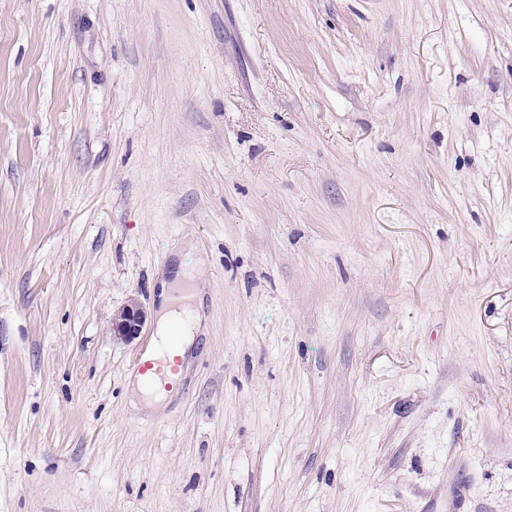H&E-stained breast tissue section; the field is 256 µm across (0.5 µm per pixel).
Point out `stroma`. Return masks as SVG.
<instances>
[{
    "label": "stroma",
    "mask_w": 512,
    "mask_h": 512,
    "mask_svg": "<svg viewBox=\"0 0 512 512\" xmlns=\"http://www.w3.org/2000/svg\"><path fill=\"white\" fill-rule=\"evenodd\" d=\"M0 512H512V0H0ZM181 277L171 283L163 285V288H166V290H163V295L165 298L163 306L166 309V311L159 323L157 331L158 337L155 340L154 347L152 349V356L155 353L161 354L165 350L167 345V336L169 335L172 321L177 317V313L173 309V290L176 288H191V291L187 296V300H190L193 298L194 289L197 288V283L195 282L194 279L192 280L191 284L189 283V278L187 274L184 275L183 280H181ZM145 322V311L138 303H133L122 308L116 315L112 329L116 336L131 341L141 335ZM146 353L138 358L133 365V370L140 376L144 384L150 388L161 384L166 390L172 386L171 376H179L178 357L174 358L173 364L163 359H149L145 357Z\"/></svg>",
    "instance_id": "stroma-1"
}]
</instances>
